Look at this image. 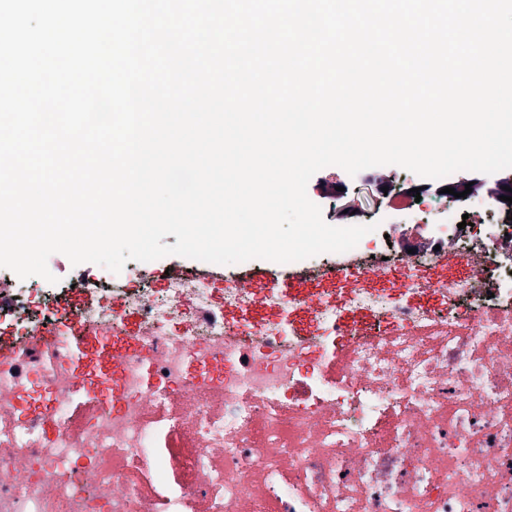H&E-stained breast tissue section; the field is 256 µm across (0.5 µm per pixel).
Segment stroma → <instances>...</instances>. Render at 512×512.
I'll use <instances>...</instances> for the list:
<instances>
[{
	"mask_svg": "<svg viewBox=\"0 0 512 512\" xmlns=\"http://www.w3.org/2000/svg\"><path fill=\"white\" fill-rule=\"evenodd\" d=\"M455 179L472 185L471 193L460 201L442 194V182H421L414 172L395 165L371 167L354 176L340 167L328 166L309 180L307 195L321 207L330 225H376L370 240L377 248L393 225L411 219L440 224L449 212L467 214L475 201L503 194L505 188H512V169L492 175L459 171Z\"/></svg>",
	"mask_w": 512,
	"mask_h": 512,
	"instance_id": "35a3bbf8",
	"label": "stroma"
}]
</instances>
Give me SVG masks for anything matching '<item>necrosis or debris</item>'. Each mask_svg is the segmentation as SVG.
I'll list each match as a JSON object with an SVG mask.
<instances>
[{"label": "necrosis or debris", "instance_id": "1", "mask_svg": "<svg viewBox=\"0 0 512 512\" xmlns=\"http://www.w3.org/2000/svg\"><path fill=\"white\" fill-rule=\"evenodd\" d=\"M447 229L350 250L395 287L318 300L306 334L225 319L286 301L203 278L35 304L0 277L17 341L0 360V512H512V225ZM451 257L462 272L431 282ZM130 314L138 351L105 383L75 377L69 338Z\"/></svg>", "mask_w": 512, "mask_h": 512}]
</instances>
